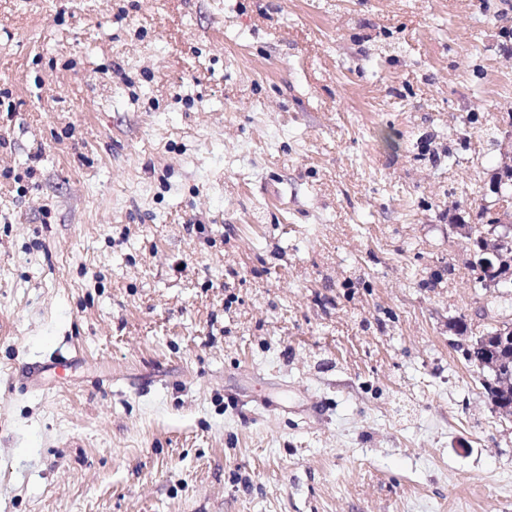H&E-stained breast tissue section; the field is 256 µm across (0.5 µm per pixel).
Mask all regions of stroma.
Segmentation results:
<instances>
[{"mask_svg": "<svg viewBox=\"0 0 512 512\" xmlns=\"http://www.w3.org/2000/svg\"><path fill=\"white\" fill-rule=\"evenodd\" d=\"M505 30L512 0H0V512H512L465 355L512 318L468 267ZM73 357H67L60 352H55L49 356L48 360L44 363H38L27 366L24 369L25 386L32 391H39L45 388L43 384L42 375L44 372L61 368L72 361Z\"/></svg>", "mask_w": 512, "mask_h": 512, "instance_id": "stroma-1", "label": "stroma"}]
</instances>
